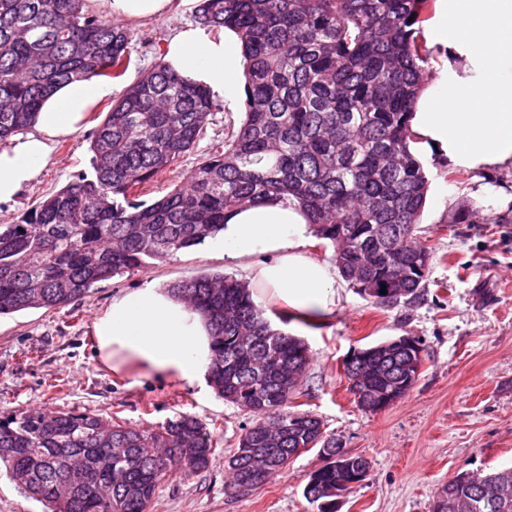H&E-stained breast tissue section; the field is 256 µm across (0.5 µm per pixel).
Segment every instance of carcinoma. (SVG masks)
<instances>
[{
	"instance_id": "1",
	"label": "carcinoma",
	"mask_w": 512,
	"mask_h": 512,
	"mask_svg": "<svg viewBox=\"0 0 512 512\" xmlns=\"http://www.w3.org/2000/svg\"><path fill=\"white\" fill-rule=\"evenodd\" d=\"M432 0H200L204 26L235 30L247 59L244 118L188 181L148 202L135 189L192 151L216 100L159 61L112 101L93 132L94 177H73L12 224H0V316L59 309L98 283L205 243L224 212L285 200L334 248L340 275L379 305L418 299L434 264L418 224L429 178L410 128L432 51L424 22ZM129 29L84 10V0H0V140L32 127L55 85L118 79ZM451 224H491L470 203ZM386 288L387 294L380 293ZM204 314L213 336L208 379L225 402L254 416L225 461L230 488L260 487L312 449L326 464L304 497L336 512V483L370 469L341 456L319 417L291 409L309 364L304 340L272 327L249 287L223 273L169 286ZM423 357L389 344L344 363L356 406L403 398ZM207 424L181 414L136 429L94 413L0 416V464L52 512H149L161 485L209 469ZM432 512H512V466L458 472Z\"/></svg>"
}]
</instances>
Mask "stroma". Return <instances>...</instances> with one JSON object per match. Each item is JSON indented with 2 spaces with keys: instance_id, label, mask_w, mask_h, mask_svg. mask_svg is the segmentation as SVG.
Returning <instances> with one entry per match:
<instances>
[{
  "instance_id": "stroma-1",
  "label": "stroma",
  "mask_w": 512,
  "mask_h": 512,
  "mask_svg": "<svg viewBox=\"0 0 512 512\" xmlns=\"http://www.w3.org/2000/svg\"><path fill=\"white\" fill-rule=\"evenodd\" d=\"M197 0L149 22L130 23L133 51L116 92L135 83L160 58L176 28L195 22ZM109 102L89 115V126L58 142L49 164L16 202L0 205V224L55 193L73 175L90 172L92 129ZM242 103L219 102L194 150L174 171L158 177L147 200L183 182L214 143L239 128ZM430 190L419 237L435 256L433 271L417 301L379 307L336 278V312L307 325L281 307L267 305L275 328L302 338L310 363L298 387L303 410L315 413L327 434L346 450L368 458L367 479L350 492L339 512H430L438 489L458 471L491 472L512 465V166L494 168L497 183L481 171L449 164L441 151L425 149ZM489 206L490 224H452L461 204ZM257 257L237 263L201 246L98 283L84 297L48 312L28 309L0 318V415L14 410L62 408L154 428L188 413L207 424L216 443L210 468L162 484L149 512H316L303 495L317 451L293 459L267 484L245 492L225 487V461L235 450L250 413L217 397L212 388L173 379L117 376L100 367L91 342L92 323L114 297L151 286L168 287L191 276L222 271L246 280ZM400 335L424 343L420 375L402 399L377 413L359 410L343 375V361L356 348ZM61 377L55 394L47 381Z\"/></svg>"
}]
</instances>
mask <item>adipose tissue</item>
<instances>
[{
    "mask_svg": "<svg viewBox=\"0 0 512 512\" xmlns=\"http://www.w3.org/2000/svg\"><path fill=\"white\" fill-rule=\"evenodd\" d=\"M178 0H105L114 21L148 20ZM426 33L468 71L445 68L411 120L420 144L437 146L458 166L512 164V0H437ZM161 58L178 75L207 87L214 98H243L244 54L231 29L185 25L169 36ZM110 82L70 80L44 99L30 132L0 147V204L14 201L51 160L55 143L81 131L92 107L112 97ZM311 226L297 207L257 202L227 212L208 248L235 262L263 263L248 277L254 294L294 315L316 321L336 309L331 267L307 251ZM97 363L114 373L177 378L205 385L211 358L207 320L166 288H143L113 298L92 324Z\"/></svg>",
    "mask_w": 512,
    "mask_h": 512,
    "instance_id": "1",
    "label": "adipose tissue"
}]
</instances>
